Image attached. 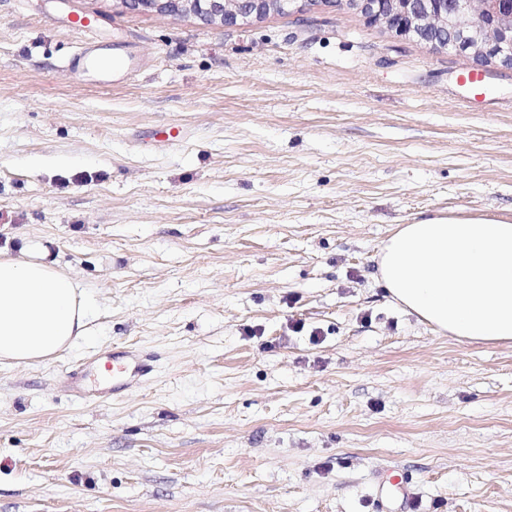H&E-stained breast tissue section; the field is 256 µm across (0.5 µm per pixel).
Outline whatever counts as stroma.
Masks as SVG:
<instances>
[{"label": "stroma", "instance_id": "obj_1", "mask_svg": "<svg viewBox=\"0 0 512 512\" xmlns=\"http://www.w3.org/2000/svg\"><path fill=\"white\" fill-rule=\"evenodd\" d=\"M70 12L139 70L88 84ZM478 216L512 219V67L338 0L226 25L0 0V251L48 250L96 307L55 357L0 364V512H377L383 470L414 512H512V345L373 278L397 225ZM104 347L157 367L64 392ZM154 359L136 350H112V385L92 378V372L75 368L60 376L63 387L79 399L116 396L139 385L154 370Z\"/></svg>", "mask_w": 512, "mask_h": 512}]
</instances>
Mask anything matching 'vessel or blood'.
<instances>
[{
  "instance_id": "b4317fda",
  "label": "vessel or blood",
  "mask_w": 512,
  "mask_h": 512,
  "mask_svg": "<svg viewBox=\"0 0 512 512\" xmlns=\"http://www.w3.org/2000/svg\"><path fill=\"white\" fill-rule=\"evenodd\" d=\"M71 27L84 36L71 64L80 69L87 80L101 86L116 85L138 69L139 59L127 43L99 37L96 27L85 18L73 20ZM153 370L151 356L136 350L116 351L112 354L111 381H98L91 371L78 367L62 374L61 382L76 398H101L139 385Z\"/></svg>"
}]
</instances>
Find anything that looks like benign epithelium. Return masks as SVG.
<instances>
[{
    "instance_id": "obj_1",
    "label": "benign epithelium",
    "mask_w": 512,
    "mask_h": 512,
    "mask_svg": "<svg viewBox=\"0 0 512 512\" xmlns=\"http://www.w3.org/2000/svg\"><path fill=\"white\" fill-rule=\"evenodd\" d=\"M295 0H122L159 13L194 15L235 24L285 10ZM371 21L400 36L439 48L471 52L488 63L512 67V0H345Z\"/></svg>"
}]
</instances>
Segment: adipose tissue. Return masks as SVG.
<instances>
[{
	"instance_id": "ef3b65f1",
	"label": "adipose tissue",
	"mask_w": 512,
	"mask_h": 512,
	"mask_svg": "<svg viewBox=\"0 0 512 512\" xmlns=\"http://www.w3.org/2000/svg\"><path fill=\"white\" fill-rule=\"evenodd\" d=\"M375 279L391 300L459 340L512 342V221L440 217L401 224ZM95 306L46 253H0V360L47 359L88 332Z\"/></svg>"
}]
</instances>
